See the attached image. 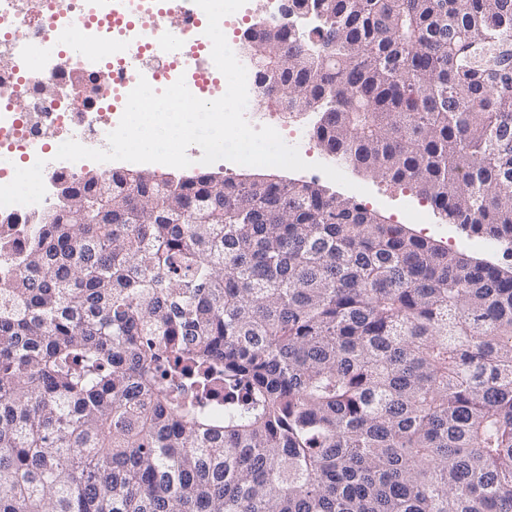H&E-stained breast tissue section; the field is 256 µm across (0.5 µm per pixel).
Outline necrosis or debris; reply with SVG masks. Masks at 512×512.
<instances>
[{
    "instance_id": "4bbe7bcc",
    "label": "necrosis or debris",
    "mask_w": 512,
    "mask_h": 512,
    "mask_svg": "<svg viewBox=\"0 0 512 512\" xmlns=\"http://www.w3.org/2000/svg\"><path fill=\"white\" fill-rule=\"evenodd\" d=\"M111 3L39 0L33 12L29 0H0V148L19 146L25 155L22 174L0 177V210L36 217L53 196V182L45 179L36 189L24 190L23 176L42 175L51 168L78 175L80 163L50 159V145L69 138L83 145L104 139L118 126L119 102L130 92L126 85L114 87L111 102L82 91L54 99L46 94L47 85H68L77 72L94 80L123 69L126 59L112 58L107 52L115 40L137 53L148 78H167L176 70V63L163 51L159 24L179 12L180 0H134L133 9L117 24L110 15ZM21 27L26 30L24 39L12 38V31ZM78 34L105 47L98 70H87L83 57L72 52L70 41ZM19 98L25 101L21 112L12 106Z\"/></svg>"
}]
</instances>
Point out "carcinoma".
I'll return each mask as SVG.
<instances>
[{
	"label": "carcinoma",
	"instance_id": "carcinoma-1",
	"mask_svg": "<svg viewBox=\"0 0 512 512\" xmlns=\"http://www.w3.org/2000/svg\"><path fill=\"white\" fill-rule=\"evenodd\" d=\"M291 2L322 21L258 18L263 95L511 246L512 0ZM106 203L0 278V512H512V271L314 183Z\"/></svg>",
	"mask_w": 512,
	"mask_h": 512
}]
</instances>
